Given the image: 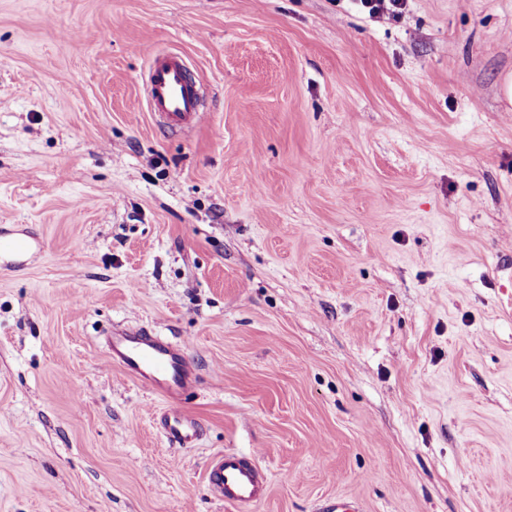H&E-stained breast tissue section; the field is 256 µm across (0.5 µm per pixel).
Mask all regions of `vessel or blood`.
<instances>
[{"instance_id": "1", "label": "vessel or blood", "mask_w": 512, "mask_h": 512, "mask_svg": "<svg viewBox=\"0 0 512 512\" xmlns=\"http://www.w3.org/2000/svg\"><path fill=\"white\" fill-rule=\"evenodd\" d=\"M150 111L170 126H183L201 117L200 93L187 79L183 60L176 54L156 52L151 56L146 82ZM105 345L109 361L117 365L139 385L171 403V410L159 418V426L168 440L190 448L199 436L195 417L177 403L196 381V373L183 346L148 330L116 331ZM208 483L222 502L247 506L259 501L266 492V480L252 458L227 453L211 464Z\"/></svg>"}]
</instances>
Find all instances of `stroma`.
Instances as JSON below:
<instances>
[{
	"instance_id": "1",
	"label": "stroma",
	"mask_w": 512,
	"mask_h": 512,
	"mask_svg": "<svg viewBox=\"0 0 512 512\" xmlns=\"http://www.w3.org/2000/svg\"><path fill=\"white\" fill-rule=\"evenodd\" d=\"M173 51L205 117L145 106ZM512 0H0V512H512ZM144 327L181 407L111 364ZM360 11L370 19H380L384 15L393 18L402 16L407 0H352ZM105 345L109 361L171 404L196 382L185 348L148 330L115 331ZM159 426L168 440L180 448H191L199 436L195 417L186 409H170L161 414ZM207 478L214 495L232 506H248L266 492V480L253 459L237 453L218 456Z\"/></svg>"
}]
</instances>
